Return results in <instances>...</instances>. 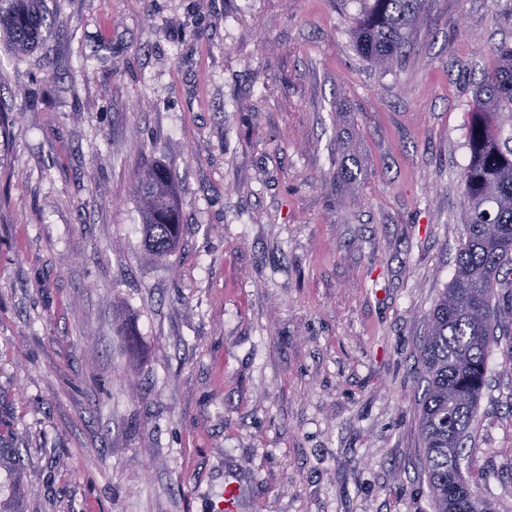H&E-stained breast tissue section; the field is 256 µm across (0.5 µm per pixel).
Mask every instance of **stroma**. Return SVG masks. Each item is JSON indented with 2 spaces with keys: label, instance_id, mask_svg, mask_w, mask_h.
<instances>
[{
  "label": "stroma",
  "instance_id": "stroma-1",
  "mask_svg": "<svg viewBox=\"0 0 512 512\" xmlns=\"http://www.w3.org/2000/svg\"><path fill=\"white\" fill-rule=\"evenodd\" d=\"M0 45V446L25 512H431L417 373L454 273L476 88L512 0H427L402 65L358 0H46ZM359 166L337 186L344 159ZM184 230L142 243L136 176ZM464 471L512 512V270ZM44 0H0V43L15 53L39 46L45 28ZM139 203L145 247L159 258L170 255L181 234L172 173L146 166L138 174ZM20 457V449L0 447V471L6 472L12 482V493L7 498L0 499V512H24L21 498L22 468Z\"/></svg>",
  "mask_w": 512,
  "mask_h": 512
}]
</instances>
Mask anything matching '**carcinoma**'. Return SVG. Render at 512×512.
I'll use <instances>...</instances> for the list:
<instances>
[{
    "mask_svg": "<svg viewBox=\"0 0 512 512\" xmlns=\"http://www.w3.org/2000/svg\"><path fill=\"white\" fill-rule=\"evenodd\" d=\"M44 0H0V43L16 53L39 46L45 28ZM352 21L358 51L391 71L401 63L409 35L423 20L425 0H360ZM497 64L477 86L480 112L473 120L470 160L461 173L467 224L449 286L428 314L420 354L419 434L432 512H492L470 484L462 450L486 386L491 343L499 327L496 276L512 265V151L499 143L503 123L512 125V47L495 50ZM145 247L170 255L181 234L172 173L146 166L138 174ZM0 471L12 493L0 512L22 509L21 453L0 447Z\"/></svg>",
    "mask_w": 512,
    "mask_h": 512,
    "instance_id": "obj_1",
    "label": "carcinoma"
}]
</instances>
